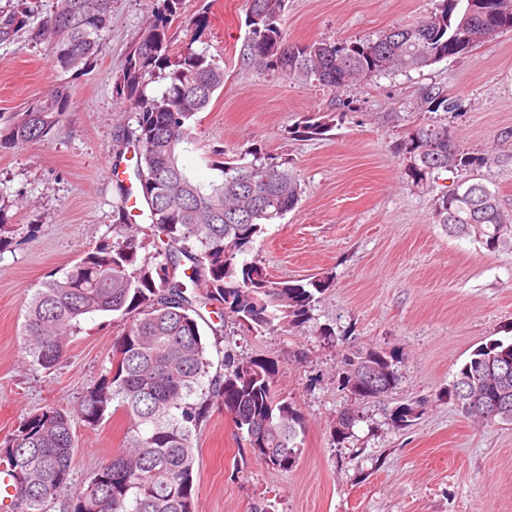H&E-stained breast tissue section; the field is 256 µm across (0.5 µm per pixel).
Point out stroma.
I'll list each match as a JSON object with an SVG mask.
<instances>
[{"instance_id": "35a3bbf8", "label": "stroma", "mask_w": 512, "mask_h": 512, "mask_svg": "<svg viewBox=\"0 0 512 512\" xmlns=\"http://www.w3.org/2000/svg\"><path fill=\"white\" fill-rule=\"evenodd\" d=\"M156 0H112L101 47L82 72L65 77L73 105L46 141L0 152V195L9 199L8 244L0 250V444L23 418L54 407L77 410L89 385L111 366L113 343L127 325L116 314L81 322L52 369L33 365L23 345L26 302L50 276H62L88 250L115 241L120 187L112 164L134 165L121 150L128 106L117 89L126 57ZM439 0H287L281 27L292 42L377 37L433 14ZM207 10L209 27L193 41L173 23L171 52L206 50L224 68V89L193 126L195 147L182 161L197 180L216 172L215 150L247 147L287 161L303 188L299 204L266 225L249 253L278 280L326 276L304 323L259 333L234 318L205 314L208 379L191 395L208 408L192 429L199 460L198 512H512V424L464 417L446 390L473 352L512 341V249L488 251L449 236L434 222L438 198L464 179L439 171L408 175L400 144L436 120L422 94L452 93L447 121L461 150L480 158L473 174L512 214V32L428 67L352 83L340 91L252 66L246 0H187ZM47 46L28 35L0 42V112L17 111L58 79ZM332 122L324 136L292 135L304 117ZM376 349L394 356L398 383L377 398L342 384L345 359ZM278 365L276 398L301 413L302 453L280 471L256 458L209 381L224 356ZM409 405L413 421L396 422ZM356 422L336 432L337 417ZM130 420L106 414L78 428L74 486L124 448Z\"/></svg>"}]
</instances>
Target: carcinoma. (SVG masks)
Wrapping results in <instances>:
<instances>
[{
	"label": "carcinoma",
	"mask_w": 512,
	"mask_h": 512,
	"mask_svg": "<svg viewBox=\"0 0 512 512\" xmlns=\"http://www.w3.org/2000/svg\"><path fill=\"white\" fill-rule=\"evenodd\" d=\"M285 3L248 0L247 59L259 69L336 91L353 81L444 59L443 53L466 35L460 26L465 14L486 37L512 31V22L486 21L493 0H440L428 19L393 27L374 39L293 43L280 24ZM111 9L112 0H58L56 10L34 28L25 0H17V6L0 13V41L24 31L35 42H48L49 63L57 73L77 72L96 57ZM184 15L185 0H160L118 77L136 122L122 134L123 145L138 150L133 174L151 224L163 238L153 254L143 256L144 239L121 224L119 240L88 251L62 277L45 281L27 302L25 352L46 370L62 358L84 318L112 312L131 320L113 345L110 369L89 386L77 415L49 408L28 416L0 445V463L7 465L14 488V512H50L60 500L66 501L68 512H197L191 427L203 416L205 404L187 398L209 366L198 308L217 302L219 321L230 313L265 333L303 322L315 294L329 287L326 278L275 281L265 267L245 258L263 226L300 201L301 184L288 162L246 149L235 158L212 161L218 175L207 183L181 163L180 155L192 144L195 117L224 88V68L207 51L170 53L169 26ZM162 73L170 80L168 87L158 95L147 94L149 80ZM424 101L433 112L455 108L449 94L429 90ZM72 105L71 88L61 79L23 109L0 113V150L46 140ZM328 129L312 115L292 133L309 138ZM403 149L415 181L434 171L476 164L456 145L446 123L412 129ZM485 187L479 180L464 179L439 200L435 222L451 236L466 234L472 196L482 204L476 240L489 251L511 248L512 218L500 209L495 192H482ZM195 282L205 294L189 297V284ZM505 355L512 359V343L492 340L458 371L456 378L480 388V394L466 398L448 387V397L463 415L485 424L498 421L483 416V407L500 391L495 370ZM367 362L386 368L389 389L396 387L393 356L371 350L348 361L343 382L350 391ZM224 366V378L212 383L213 397L222 401L235 428L250 442L256 423H266L264 451L257 458L277 470L292 469L301 455L297 438L304 421L292 404L275 399L277 363L264 358L240 363L227 354ZM115 402L131 421L130 446L104 461L75 492L77 424L98 426Z\"/></svg>",
	"instance_id": "obj_1"
}]
</instances>
